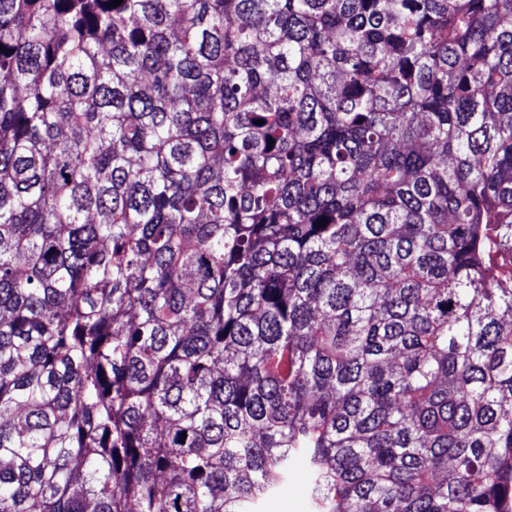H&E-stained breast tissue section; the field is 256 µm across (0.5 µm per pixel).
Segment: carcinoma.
Returning a JSON list of instances; mask_svg holds the SVG:
<instances>
[{"mask_svg":"<svg viewBox=\"0 0 512 512\" xmlns=\"http://www.w3.org/2000/svg\"><path fill=\"white\" fill-rule=\"evenodd\" d=\"M111 2L0 0V512H512V0ZM310 475L299 470L288 482V487L279 493L260 501L255 507L258 512H312L311 502L305 492Z\"/></svg>","mask_w":512,"mask_h":512,"instance_id":"cac0c4a2","label":"carcinoma"}]
</instances>
